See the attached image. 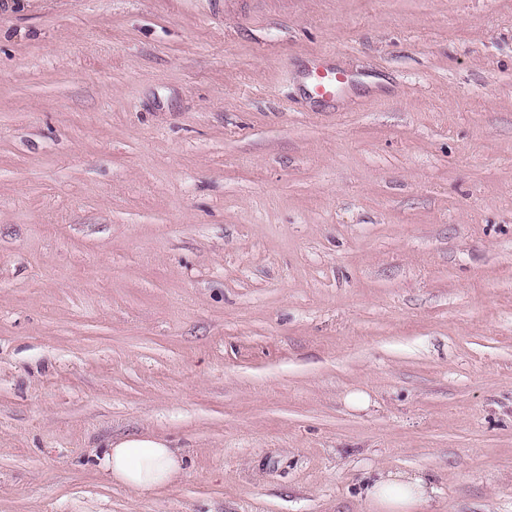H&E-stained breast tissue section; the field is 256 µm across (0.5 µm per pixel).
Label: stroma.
<instances>
[{"label": "stroma", "mask_w": 512, "mask_h": 512, "mask_svg": "<svg viewBox=\"0 0 512 512\" xmlns=\"http://www.w3.org/2000/svg\"><path fill=\"white\" fill-rule=\"evenodd\" d=\"M142 432L152 494L97 462ZM379 469L512 512V0H0V512ZM345 84V75L338 70L327 67L314 71L313 92L320 97H334L336 90ZM99 467L114 483L142 492L172 486L183 474V460L163 436L146 432L105 443Z\"/></svg>", "instance_id": "35a3bbf8"}]
</instances>
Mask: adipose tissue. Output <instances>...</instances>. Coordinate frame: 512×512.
<instances>
[{
  "mask_svg": "<svg viewBox=\"0 0 512 512\" xmlns=\"http://www.w3.org/2000/svg\"><path fill=\"white\" fill-rule=\"evenodd\" d=\"M98 463L112 482L142 492L172 486L184 474L178 451L150 432L106 442ZM435 492L423 477L383 469L365 488L370 512H426Z\"/></svg>",
  "mask_w": 512,
  "mask_h": 512,
  "instance_id": "ef3b65f1",
  "label": "adipose tissue"
}]
</instances>
